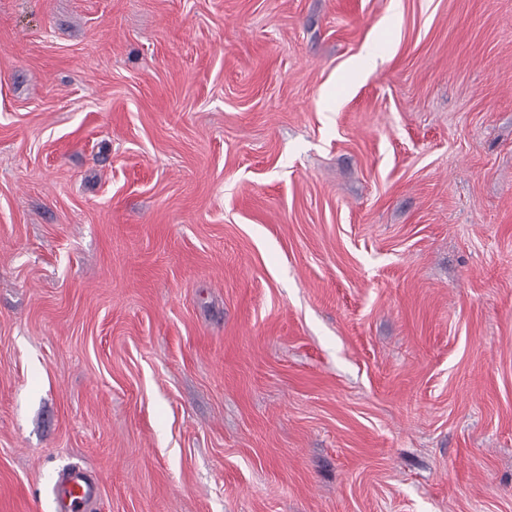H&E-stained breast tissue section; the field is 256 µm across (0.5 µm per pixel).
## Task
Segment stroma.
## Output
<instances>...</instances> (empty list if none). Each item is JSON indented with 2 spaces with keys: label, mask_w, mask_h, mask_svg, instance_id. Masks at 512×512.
Instances as JSON below:
<instances>
[{
  "label": "stroma",
  "mask_w": 512,
  "mask_h": 512,
  "mask_svg": "<svg viewBox=\"0 0 512 512\" xmlns=\"http://www.w3.org/2000/svg\"><path fill=\"white\" fill-rule=\"evenodd\" d=\"M73 466L512 512V0H0V512Z\"/></svg>",
  "instance_id": "stroma-1"
}]
</instances>
